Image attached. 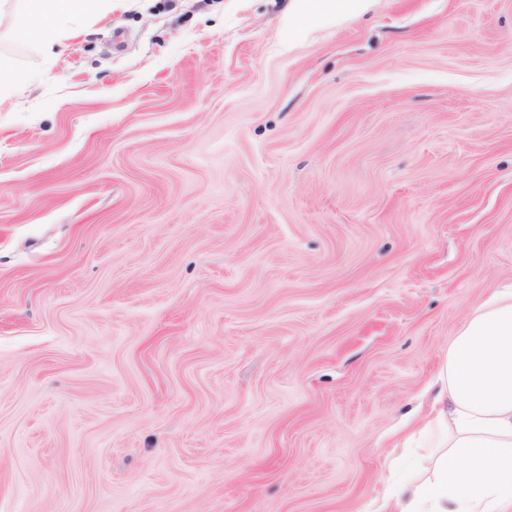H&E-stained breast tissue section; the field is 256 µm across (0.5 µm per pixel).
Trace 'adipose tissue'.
Masks as SVG:
<instances>
[{"mask_svg":"<svg viewBox=\"0 0 512 512\" xmlns=\"http://www.w3.org/2000/svg\"><path fill=\"white\" fill-rule=\"evenodd\" d=\"M13 27L51 46L112 0H21ZM369 0H294L289 38L322 20L365 10ZM416 434L431 448L430 473L390 484L378 512H512V285L496 289L458 329L430 383Z\"/></svg>","mask_w":512,"mask_h":512,"instance_id":"adipose-tissue-1","label":"adipose tissue"}]
</instances>
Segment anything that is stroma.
<instances>
[{
    "instance_id": "obj_1",
    "label": "stroma",
    "mask_w": 512,
    "mask_h": 512,
    "mask_svg": "<svg viewBox=\"0 0 512 512\" xmlns=\"http://www.w3.org/2000/svg\"><path fill=\"white\" fill-rule=\"evenodd\" d=\"M112 0L0 103V512H370L512 283V0ZM294 10L291 22L286 25L288 39L304 35L309 26L322 20L336 22L345 15L357 14L368 7L371 0H293Z\"/></svg>"
}]
</instances>
